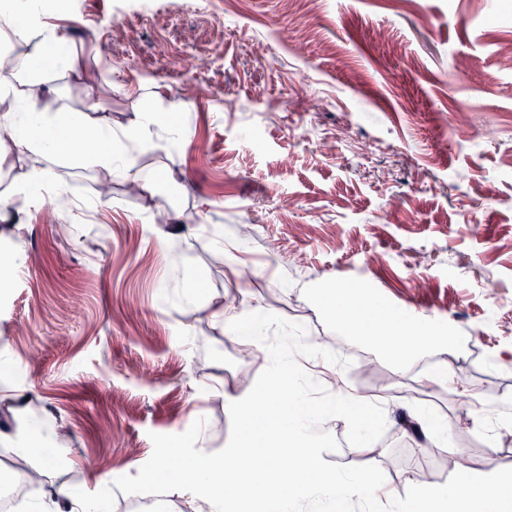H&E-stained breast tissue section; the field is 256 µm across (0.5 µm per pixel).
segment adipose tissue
Wrapping results in <instances>:
<instances>
[{
  "label": "adipose tissue",
  "mask_w": 512,
  "mask_h": 512,
  "mask_svg": "<svg viewBox=\"0 0 512 512\" xmlns=\"http://www.w3.org/2000/svg\"><path fill=\"white\" fill-rule=\"evenodd\" d=\"M63 39L44 29L34 58L15 61L11 78L0 79V100L23 97L21 112L0 114V163L8 155L6 135L26 127L24 140L33 154H57L65 144L83 138L101 143L96 165L108 174L141 181L134 154L143 149L170 150L184 145L188 130L171 122L170 107L156 103L137 114L131 127L115 130L86 111L60 116L42 111L34 88L18 91V79H38L64 63ZM319 301L330 309L338 332L349 344H361L407 374L430 355L461 348L464 339L428 319L387 310L383 302L345 284L324 288ZM218 318L224 333L243 336L255 348L262 375L254 392L229 398L239 423L236 442L215 452L203 440L185 453L178 492L194 487L199 512H512V472L494 464L480 471H460L446 483L418 484L413 471H401L387 482L371 470L350 471L329 458L325 437L313 430L315 418L336 414L355 429L360 447H367L373 417L383 405L337 379L333 399H309L296 385V362L267 343L273 318L260 307L227 303Z\"/></svg>",
  "instance_id": "1"
}]
</instances>
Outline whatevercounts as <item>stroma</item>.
I'll use <instances>...</instances> for the list:
<instances>
[{
  "label": "stroma",
  "mask_w": 512,
  "mask_h": 512,
  "mask_svg": "<svg viewBox=\"0 0 512 512\" xmlns=\"http://www.w3.org/2000/svg\"><path fill=\"white\" fill-rule=\"evenodd\" d=\"M32 53L39 30L63 36L74 61L37 92L51 112L96 106L131 124L153 93L191 129L180 151H144L153 197L96 165L52 158V196L83 202L45 221L44 205L12 187L33 156L0 167V427L40 421L56 464L39 455L35 497L65 485L125 512L139 488L171 498L158 454L205 434L223 449L239 429L226 394H246L259 364L241 363L215 315L239 297L270 311L268 341L291 335L336 345L311 294L326 282L369 289L392 308L459 329L464 388L401 375L366 347L333 356L346 381L380 400L419 401L447 421L452 446L485 465L488 428L468 422L462 395L512 401V0H15ZM194 222L154 223L158 207ZM199 281L186 298L190 281ZM402 408L358 451L352 430L319 425L330 457L423 484L452 472L447 448L424 441Z\"/></svg>",
  "instance_id": "stroma-1"
}]
</instances>
